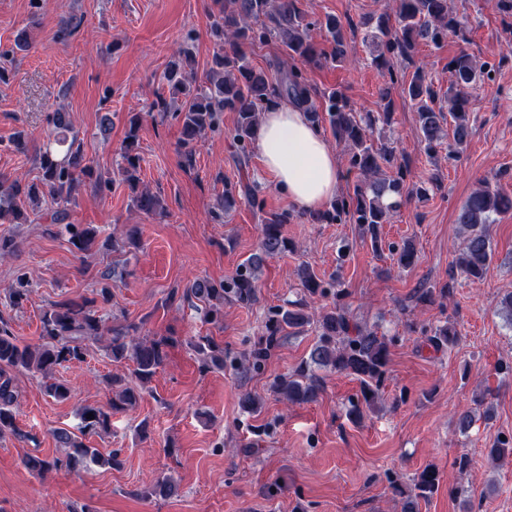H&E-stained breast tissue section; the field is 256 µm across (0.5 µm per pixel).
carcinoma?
Returning a JSON list of instances; mask_svg holds the SVG:
<instances>
[{"mask_svg": "<svg viewBox=\"0 0 512 512\" xmlns=\"http://www.w3.org/2000/svg\"><path fill=\"white\" fill-rule=\"evenodd\" d=\"M218 14L211 25V35L218 45L210 68L200 85L185 82L183 70L188 55L173 56L166 64L163 78L173 93L182 96L178 109L181 121L184 158L192 162L193 143L206 131L220 127L223 112L237 114L233 138L239 149L238 164L248 162L249 147L256 135L260 113L274 100H285L309 112L313 122H328L336 141L350 147L349 167L358 171L362 180L353 192L340 194L325 209L310 214L314 224L350 222L359 226L362 236L379 242V228L387 216L401 202L425 189L408 181L409 163L399 153L391 140L378 135L380 126L392 123L390 101L391 87L381 89V99L386 101L379 114L359 112L348 98L336 89L319 93L309 83L301 67L321 69L340 63L347 53L346 32L341 21L332 14L308 20L299 0H216ZM372 29L374 64L392 73L393 59L408 58L419 42L437 45L448 35L463 34L462 21L448 10V0H395L393 13L384 12L361 21ZM278 41L288 58L294 62L288 70L280 72L273 80L266 71L254 67L248 60L246 49L271 40ZM451 87L448 92V112L434 107L436 94L425 73L416 69L403 83V93L415 104L419 131L426 149L435 151L441 144L443 126L451 119L453 143L448 152L467 143L472 134L468 90L490 74L487 65L478 62L470 53L460 51L448 62ZM53 125L50 136L55 144L66 146L62 158H57L50 147L38 155L40 176L31 181L11 178L0 172V224H11L27 212L37 216L44 197L51 198L53 209L50 221L61 226L65 240L82 254H90L96 247V229L89 224L71 222V206L76 194L87 181L95 185L108 184L97 174L77 143L64 133L71 131V121L66 112L49 115ZM141 117L134 114L129 119V129L122 144L120 175L132 193L134 206L144 213H154L161 208L157 195L138 190L137 171L140 168L139 130ZM241 192L252 204L258 206L259 188L256 185L224 184V210L236 204V192ZM392 196L395 201L386 204L383 199ZM512 210V197L490 186L483 180L460 209L458 224L462 242L456 257V266L467 279L484 278L493 259L494 250L490 224L494 216ZM293 216L284 211L271 213L260 225L258 251L238 265L236 270L220 281L202 279L195 281L182 295L183 300L203 304L204 319L220 320V305L224 299L242 305L257 301L258 272L268 257H276L294 250V245L283 234V226ZM397 263L412 266L417 257L413 242L407 241L396 252ZM301 281L304 301L290 302L269 311L265 333L261 341L242 353L237 368L243 373L259 370L271 356L281 340L301 331L311 321H316L317 336L308 358L288 375L277 376L272 384L273 393L291 404L315 401L322 389L319 370L351 376L360 383L362 403L352 405L350 414L362 416L363 407H372L384 381L389 363L388 346L377 332L361 327L353 320L343 304L346 291L340 282L331 277L324 279L307 266L297 272ZM13 306H20L30 295L26 275L20 273L0 289ZM112 296L108 287L96 291L95 296L80 301L62 299L53 303L41 318L39 343H21L8 328L0 325V436L11 434L26 439L16 422L19 391L16 373L27 371L47 378L65 363L84 361L87 342L110 336L107 346L112 361H132L131 376L137 381H149L167 358L166 348L173 344L168 336L147 339L137 335L135 324L112 327L99 314L97 302L107 303ZM332 297V306L317 313L308 312L307 299ZM458 333L451 323L433 330L426 341L436 350L452 347ZM199 356L201 369L224 368V347L210 336H200L190 342ZM111 384L116 388L108 406H83L78 411L82 435H95L111 426L112 413L133 407L139 393L126 376L115 374ZM57 440L70 449L64 459H42L28 456L26 468L36 474L50 470L70 468L78 461L92 463H117L116 455L102 456L95 448L77 440L66 429L56 431ZM487 457L499 464L512 459V439L498 440L487 450ZM437 473L425 468L413 484L400 486L397 492L405 498L408 507L417 500L429 498L438 488Z\"/></svg>", "mask_w": 512, "mask_h": 512, "instance_id": "obj_1", "label": "carcinoma"}]
</instances>
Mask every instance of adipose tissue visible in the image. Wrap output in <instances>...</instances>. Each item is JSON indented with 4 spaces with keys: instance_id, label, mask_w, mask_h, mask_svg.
<instances>
[{
    "instance_id": "1",
    "label": "adipose tissue",
    "mask_w": 512,
    "mask_h": 512,
    "mask_svg": "<svg viewBox=\"0 0 512 512\" xmlns=\"http://www.w3.org/2000/svg\"><path fill=\"white\" fill-rule=\"evenodd\" d=\"M255 147L264 170L297 210H322L338 193L342 172L336 153L299 108L270 104L261 115Z\"/></svg>"
}]
</instances>
